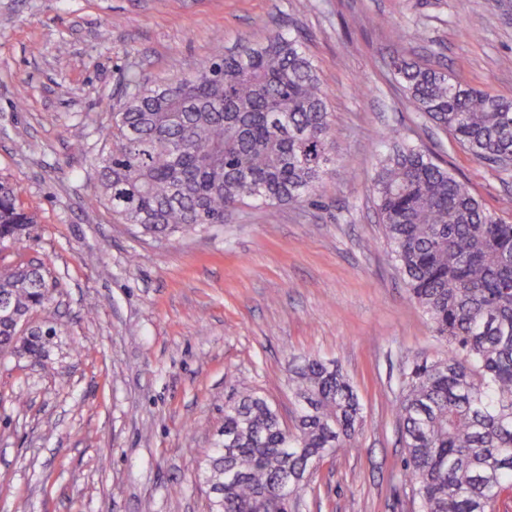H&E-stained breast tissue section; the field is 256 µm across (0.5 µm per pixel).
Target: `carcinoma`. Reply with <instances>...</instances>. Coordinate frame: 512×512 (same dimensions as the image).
<instances>
[{
	"label": "carcinoma",
	"mask_w": 512,
	"mask_h": 512,
	"mask_svg": "<svg viewBox=\"0 0 512 512\" xmlns=\"http://www.w3.org/2000/svg\"><path fill=\"white\" fill-rule=\"evenodd\" d=\"M388 68L432 127L480 161L509 169L512 99L463 85L402 51ZM94 160V201L123 224L168 238L222 224L237 204L313 202L336 163L314 59L285 30L202 63L175 82L133 77ZM372 192L411 300L448 354L416 357L394 406L403 476L418 512H498L512 497V224L488 212L427 150L386 133ZM35 216L0 184V251L30 238ZM57 282L43 262L0 269V353L36 362L55 329L33 327ZM293 429L255 392L224 409L204 464L208 512H291V494L363 425L353 386L332 361H289Z\"/></svg>",
	"instance_id": "carcinoma-1"
}]
</instances>
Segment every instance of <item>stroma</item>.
Returning a JSON list of instances; mask_svg holds the SVG:
<instances>
[{
    "instance_id": "35a3bbf8",
    "label": "stroma",
    "mask_w": 512,
    "mask_h": 512,
    "mask_svg": "<svg viewBox=\"0 0 512 512\" xmlns=\"http://www.w3.org/2000/svg\"><path fill=\"white\" fill-rule=\"evenodd\" d=\"M279 29L304 38L328 95L339 161L315 203L248 201L167 240L93 202L129 73L171 82ZM404 46L512 98V0H0V181L37 216L0 268L38 259L58 282L33 317L57 332L48 364L0 356V512H207L200 464L225 407L251 390L291 416L288 362L308 355L342 367L363 426L293 512H415L393 407L403 366L447 346L389 256L373 151L397 130L509 224L512 170L393 87L384 61Z\"/></svg>"
}]
</instances>
